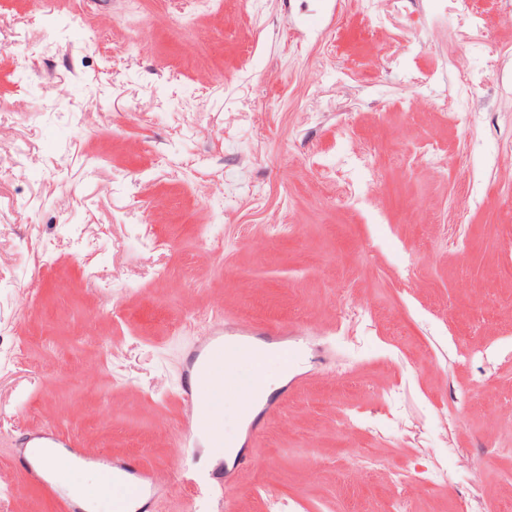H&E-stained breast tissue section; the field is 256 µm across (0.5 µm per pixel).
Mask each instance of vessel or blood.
<instances>
[{
    "instance_id": "vessel-or-blood-1",
    "label": "vessel or blood",
    "mask_w": 512,
    "mask_h": 512,
    "mask_svg": "<svg viewBox=\"0 0 512 512\" xmlns=\"http://www.w3.org/2000/svg\"><path fill=\"white\" fill-rule=\"evenodd\" d=\"M301 339L289 335L287 330L270 325L256 326L251 324L225 323L221 332L210 336L203 344L193 349L188 357L189 366L202 365L216 356H224L227 368H234L236 363H248L252 366L255 383H262V362L256 359V350L264 354H284L290 352ZM207 426L200 420L187 418L181 432L179 446L190 461H197L199 446L198 437L204 434ZM21 447L32 449V456H20L19 466L29 482L45 491L54 493V485L42 466L41 451L45 448H62L66 442L56 429L45 427L41 433L29 435L21 439ZM103 473L111 476L114 487L132 488L130 496L113 500V512H152L155 499L167 488L168 479L162 472L148 469L134 458L102 459L98 462Z\"/></svg>"
}]
</instances>
